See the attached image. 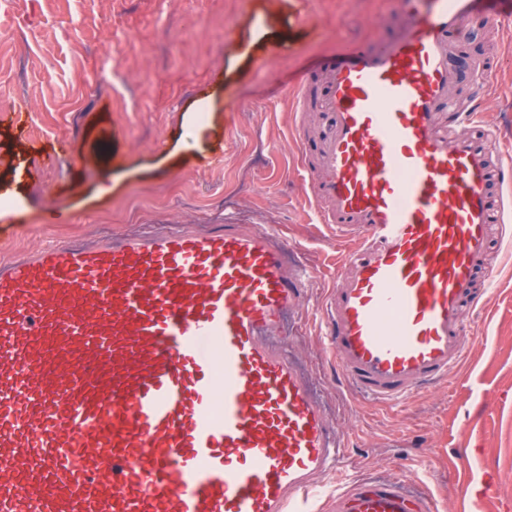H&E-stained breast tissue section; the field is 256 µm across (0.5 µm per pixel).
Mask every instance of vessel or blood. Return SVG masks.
Wrapping results in <instances>:
<instances>
[{
    "label": "vessel or blood",
    "instance_id": "vessel-or-blood-1",
    "mask_svg": "<svg viewBox=\"0 0 512 512\" xmlns=\"http://www.w3.org/2000/svg\"><path fill=\"white\" fill-rule=\"evenodd\" d=\"M477 0H400L404 28L321 67L300 165L346 243L323 336L349 386L409 398L460 365L505 221L512 144L452 95ZM278 228L186 225L0 262V512H304L347 443L288 354L313 271ZM333 512H432L394 480Z\"/></svg>",
    "mask_w": 512,
    "mask_h": 512
}]
</instances>
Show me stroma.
I'll list each match as a JSON object with an SVG mask.
<instances>
[{
  "mask_svg": "<svg viewBox=\"0 0 512 512\" xmlns=\"http://www.w3.org/2000/svg\"><path fill=\"white\" fill-rule=\"evenodd\" d=\"M403 24L398 0H0V114L24 113L0 121V259L102 231L227 218L278 226L316 273L288 351L351 442L341 476L310 491L308 512H327L326 496L360 478L401 479L435 512H461L460 487L487 474L482 512H512V213L488 303L464 315L466 363L447 380L395 406L366 400L321 334L345 245L308 201L299 156L314 152L319 130L316 110H296V87H320V64ZM451 66L455 97L512 137V0H480ZM216 70L223 87L199 93ZM60 138L70 153L32 178ZM27 213L40 223H20Z\"/></svg>",
  "mask_w": 512,
  "mask_h": 512,
  "instance_id": "35a3bbf8",
  "label": "stroma"
}]
</instances>
